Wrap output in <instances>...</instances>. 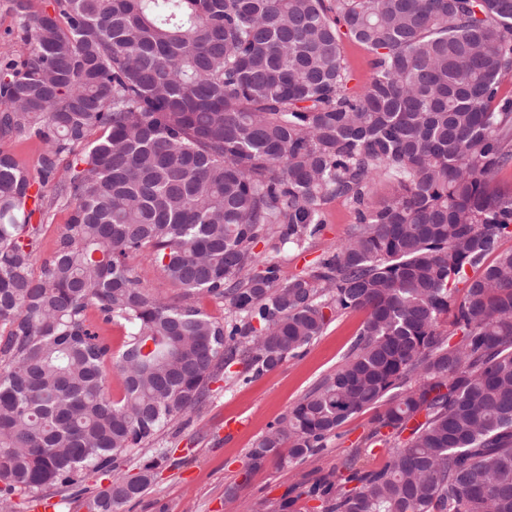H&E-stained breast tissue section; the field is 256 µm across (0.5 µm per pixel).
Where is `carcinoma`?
Wrapping results in <instances>:
<instances>
[{
  "instance_id": "1",
  "label": "carcinoma",
  "mask_w": 512,
  "mask_h": 512,
  "mask_svg": "<svg viewBox=\"0 0 512 512\" xmlns=\"http://www.w3.org/2000/svg\"><path fill=\"white\" fill-rule=\"evenodd\" d=\"M0 10L29 47L0 63V140L44 145L35 176L0 150V500L66 491L92 469L112 480L90 509L119 512L179 465L161 434L212 384L274 370L361 312L344 363L256 441L248 469L285 444L306 461L367 410L388 460L353 456L268 512L303 496L319 512H512V194L489 187L512 163L499 96L512 0ZM343 32L374 55L354 94ZM335 198L356 222L308 274L284 282L259 261L260 243L306 248ZM62 206L36 273L32 218ZM131 254L181 303L151 293ZM202 294L227 303L225 322L196 307ZM90 309L128 328L117 357ZM144 449L126 476L120 462ZM127 261L137 274L144 273L145 285L151 293L169 303L181 301L180 288L172 284L160 269L152 266L143 255L132 254Z\"/></svg>"
}]
</instances>
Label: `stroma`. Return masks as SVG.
Returning <instances> with one entry per match:
<instances>
[{
	"label": "stroma",
	"instance_id": "1",
	"mask_svg": "<svg viewBox=\"0 0 512 512\" xmlns=\"http://www.w3.org/2000/svg\"><path fill=\"white\" fill-rule=\"evenodd\" d=\"M340 50L349 75L348 90L361 91L374 72L372 53L346 35L341 38ZM323 217L324 230L306 249L261 244L257 253L261 259L278 261L283 279L310 272L355 221L352 207L340 199L324 205ZM363 320V314L351 313L331 321L300 356L250 382L229 389L214 383L190 424H171L164 433V445L173 449L179 466L160 467L148 491L125 503L121 512H242L246 507L251 512H266L268 501L279 499L293 486L311 483L349 456H357L364 467H382L386 450L378 447L369 452L361 444L371 427L372 414L366 411L348 419L328 448L304 463L284 464L288 451L283 448L278 459L269 460L263 468L250 473L245 470L250 449L269 426L343 363ZM238 482L244 485L239 498H225V486ZM107 484L105 476L88 470L79 487L62 494L50 489L45 497L55 502L54 512H89V499Z\"/></svg>",
	"mask_w": 512,
	"mask_h": 512
}]
</instances>
